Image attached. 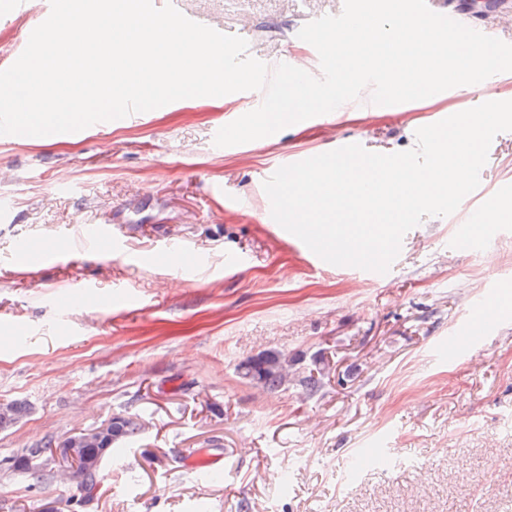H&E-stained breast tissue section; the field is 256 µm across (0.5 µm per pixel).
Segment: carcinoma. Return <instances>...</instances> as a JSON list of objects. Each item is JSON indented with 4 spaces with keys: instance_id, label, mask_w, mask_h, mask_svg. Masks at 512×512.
I'll use <instances>...</instances> for the list:
<instances>
[{
    "instance_id": "cac0c4a2",
    "label": "carcinoma",
    "mask_w": 512,
    "mask_h": 512,
    "mask_svg": "<svg viewBox=\"0 0 512 512\" xmlns=\"http://www.w3.org/2000/svg\"><path fill=\"white\" fill-rule=\"evenodd\" d=\"M297 360L282 352H267L242 361L238 366L240 375L250 381L260 384L267 390H277L288 383V375ZM323 367L315 362L298 372V382L310 393H318L323 384ZM106 432L92 436L83 448L80 465L86 480L76 487L80 496L86 498L94 490L97 478L104 460L112 454V449L136 437L142 430V424L137 415L128 412H117L107 418ZM54 441L48 439L43 443L26 448L13 459L12 468L22 474H31L38 480H45L47 473L37 467L32 461L34 454L53 447Z\"/></svg>"
}]
</instances>
